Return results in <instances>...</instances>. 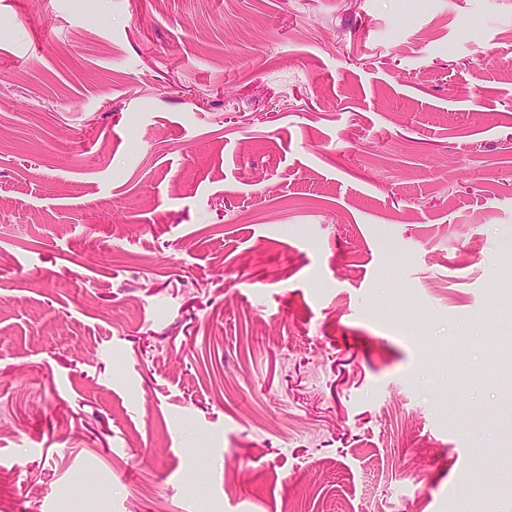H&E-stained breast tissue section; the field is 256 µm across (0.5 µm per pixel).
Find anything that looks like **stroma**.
<instances>
[{
	"instance_id": "1",
	"label": "stroma",
	"mask_w": 512,
	"mask_h": 512,
	"mask_svg": "<svg viewBox=\"0 0 512 512\" xmlns=\"http://www.w3.org/2000/svg\"><path fill=\"white\" fill-rule=\"evenodd\" d=\"M512 0H0V512H512Z\"/></svg>"
}]
</instances>
